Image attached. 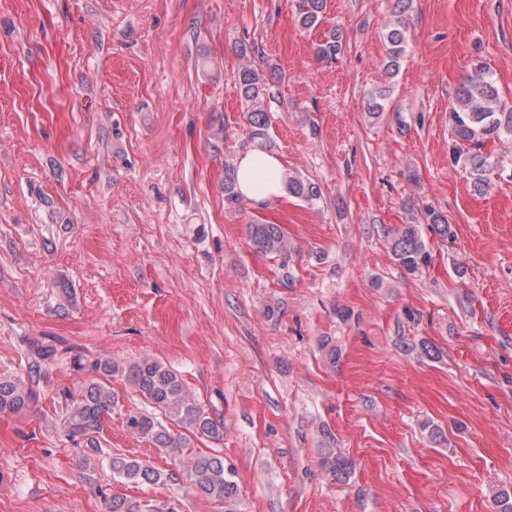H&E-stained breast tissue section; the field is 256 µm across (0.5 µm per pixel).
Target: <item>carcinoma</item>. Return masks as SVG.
Masks as SVG:
<instances>
[{
	"instance_id": "cac0c4a2",
	"label": "carcinoma",
	"mask_w": 512,
	"mask_h": 512,
	"mask_svg": "<svg viewBox=\"0 0 512 512\" xmlns=\"http://www.w3.org/2000/svg\"><path fill=\"white\" fill-rule=\"evenodd\" d=\"M325 0H300L301 25L314 28L319 25L324 12ZM389 52L384 63L385 71L392 76L399 72L406 53V27L398 20L385 33ZM341 35L331 31L318 48L319 56L333 60L341 53ZM268 78L263 71L245 64L239 69L238 85L248 107L250 144L256 149L269 151L273 142L269 134L270 118L263 108ZM390 89L386 86L372 92L367 100V111L376 118L383 112ZM448 127L452 138L450 156L452 162L470 175L473 191L482 192L489 186L493 172L491 157L484 153L488 140H512V110L500 102V93L485 62L471 64L470 72L455 93V104L448 111ZM288 193L298 199L310 201L319 195V189L311 182L298 177L287 179ZM224 200L234 208L243 197L236 190L235 168L225 165ZM430 227L443 237L452 235L448 218L439 212H427ZM250 241L261 253L285 256L290 252L288 236L278 224L249 225ZM395 261L408 274L422 271L431 261L430 252L422 236L420 225L405 224L399 227L390 240ZM320 350L331 367L340 362L341 350L336 340L325 336ZM34 358L29 366L28 378L0 372V414L20 415L33 402L35 395L29 381L39 376L42 367L52 363L58 349L37 342L31 345ZM94 377L80 388L78 397L71 398L68 414V432L73 439H85L94 446L101 433L104 419L119 402L112 389V379L119 376L134 392L140 395L153 412L137 411L127 415L126 426L130 433L148 439L154 448L164 453L174 465L181 467L190 484L202 497L231 507L238 498L239 486L235 481V469L224 464L221 455L201 452L184 453L193 437H206L214 441L223 438V427L218 424L184 387L181 378L162 362L145 356L132 362H117L108 358L97 359L89 365ZM173 422L186 433L170 432L161 418ZM322 468L332 480L348 482L355 472V464L349 457L325 449ZM112 473L126 482L154 485L161 481L162 473L138 458L115 454L110 461Z\"/></svg>"
}]
</instances>
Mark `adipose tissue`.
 I'll use <instances>...</instances> for the list:
<instances>
[{"mask_svg": "<svg viewBox=\"0 0 512 512\" xmlns=\"http://www.w3.org/2000/svg\"><path fill=\"white\" fill-rule=\"evenodd\" d=\"M235 179L243 198L259 207L281 199L287 193V171L282 161L277 155L260 149L241 155L236 164Z\"/></svg>", "mask_w": 512, "mask_h": 512, "instance_id": "adipose-tissue-1", "label": "adipose tissue"}]
</instances>
